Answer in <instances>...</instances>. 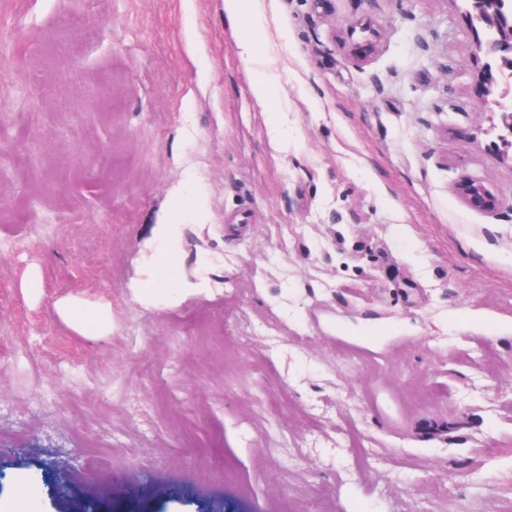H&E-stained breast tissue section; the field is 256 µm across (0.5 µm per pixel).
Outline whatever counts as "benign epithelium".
<instances>
[{"label": "benign epithelium", "mask_w": 512, "mask_h": 512, "mask_svg": "<svg viewBox=\"0 0 512 512\" xmlns=\"http://www.w3.org/2000/svg\"><path fill=\"white\" fill-rule=\"evenodd\" d=\"M470 16L481 33L475 34L476 48L485 58L477 74L475 94L479 103L487 102L485 85L489 78L508 74L512 78V29L504 35L501 29L512 18V0H470ZM455 190L468 206L495 215L502 203L484 183L466 175L460 176Z\"/></svg>", "instance_id": "1"}]
</instances>
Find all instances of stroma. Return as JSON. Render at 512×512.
I'll return each instance as SVG.
<instances>
[{"instance_id": "stroma-1", "label": "stroma", "mask_w": 512, "mask_h": 512, "mask_svg": "<svg viewBox=\"0 0 512 512\" xmlns=\"http://www.w3.org/2000/svg\"><path fill=\"white\" fill-rule=\"evenodd\" d=\"M249 27L253 58L224 0H0V502L512 512V161L462 0ZM455 190L464 203L487 214L496 215L502 206L498 196L488 186L466 175L460 176ZM59 313L67 320L74 323L78 328H82L86 323L87 319L91 318L95 320L99 327L103 330H107L110 327V319L105 310H98L97 313L84 314L76 309V305L72 301H64L58 305ZM39 496V491L26 482H21L15 489L9 503L0 504L3 512H29Z\"/></svg>"}]
</instances>
